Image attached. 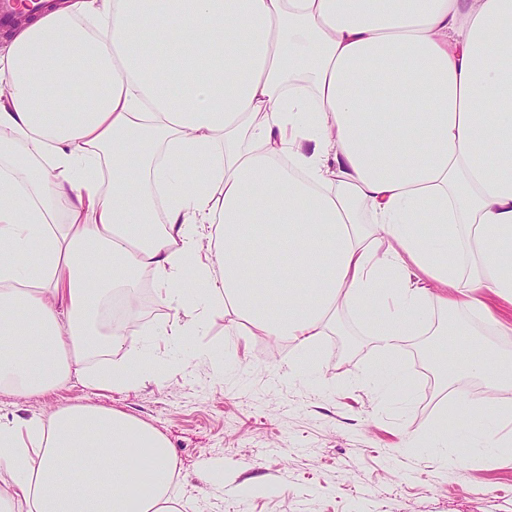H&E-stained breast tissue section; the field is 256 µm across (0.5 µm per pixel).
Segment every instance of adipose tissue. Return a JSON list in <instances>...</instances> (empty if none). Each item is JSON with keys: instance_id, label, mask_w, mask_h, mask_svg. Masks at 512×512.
Instances as JSON below:
<instances>
[{"instance_id": "1", "label": "adipose tissue", "mask_w": 512, "mask_h": 512, "mask_svg": "<svg viewBox=\"0 0 512 512\" xmlns=\"http://www.w3.org/2000/svg\"><path fill=\"white\" fill-rule=\"evenodd\" d=\"M512 0H44L0 39V388L145 383V348L86 364L99 306L168 343L231 305L318 353L338 307L385 355L480 292L512 305ZM76 97L62 106L58 86ZM108 262L112 277L98 273ZM512 357L458 445L512 450ZM168 439L90 403L0 417V512H180ZM143 289H146L147 291L148 306L144 316V323L141 328L144 329V336L139 337L152 345L158 336L149 335L152 334L155 329H158L170 315H173L174 311L156 299L152 281L149 276H145L140 282V291H144Z\"/></svg>"}]
</instances>
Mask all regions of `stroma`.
I'll use <instances>...</instances> for the list:
<instances>
[{
    "instance_id": "stroma-1",
    "label": "stroma",
    "mask_w": 512,
    "mask_h": 512,
    "mask_svg": "<svg viewBox=\"0 0 512 512\" xmlns=\"http://www.w3.org/2000/svg\"><path fill=\"white\" fill-rule=\"evenodd\" d=\"M457 314L468 333L454 346L487 348L490 365L512 355V335L465 309ZM427 339L423 329L400 343L392 359L407 391L385 393L363 311L337 309L312 364L293 345L251 335L227 307L161 346L163 382L112 392L75 377L24 400L1 392L0 414L45 416L90 402L146 421L167 436L177 493L194 512H512V455L475 457L462 447V466L425 448L429 424L480 388L466 372L433 373Z\"/></svg>"
}]
</instances>
